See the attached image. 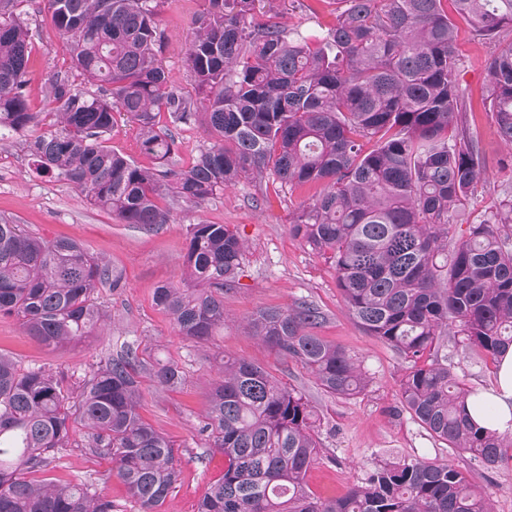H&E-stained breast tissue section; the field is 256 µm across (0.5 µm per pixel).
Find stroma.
<instances>
[{"mask_svg": "<svg viewBox=\"0 0 512 512\" xmlns=\"http://www.w3.org/2000/svg\"><path fill=\"white\" fill-rule=\"evenodd\" d=\"M205 6L206 0L158 2L157 21L165 32L161 59L175 90L183 94L194 87L186 63L191 19ZM21 9L33 34L28 102L36 119L27 134L0 139V215L37 237L79 240L116 268L123 281L116 290L98 289L97 299L108 319L102 334L85 345L46 349L24 334L16 318L0 316V353L24 369L45 367L69 385L95 365L108 347L126 339L137 340L151 355L180 363L187 376L181 389L167 390L149 380L142 384V416L174 444L182 458L181 479L158 512H196L210 484L224 473L223 453L207 447L199 433L211 384L219 377L214 356L220 351L260 363L284 386L304 392L315 406L320 447L306 476V486L314 495H343L367 476L377 460L425 458L458 465L490 496L494 512H512V466L484 467L432 437L411 418L400 403L404 359L363 331L336 286L330 264L289 234L293 216L315 199L318 185L289 190L259 176L227 188L223 196L200 207L168 197L161 205L170 212L169 224L149 231L119 222L87 203L71 185L35 169L26 140L56 127L55 117L47 113L43 76L62 67L67 54L63 38L46 17L47 0H26ZM335 19L332 0H259L255 14L256 22L277 21L287 29L316 35L326 34ZM501 48V43L477 39L465 28L456 43L462 59L460 82L468 97L466 122L486 160L483 179L455 218L459 225L475 221L494 201L512 195V148L501 139L493 114L482 100L489 63ZM158 121L172 126L180 144L170 161L173 168L187 167L209 142L201 124L175 126L165 112ZM199 222L230 225L247 245L238 283L224 296L228 325L223 335L205 344L177 336L169 317L153 303L157 285L182 284L187 232ZM302 301L322 315L315 335L343 348L367 372L370 382L362 394L342 398L323 392L302 365L281 359L241 329L259 308H286ZM448 360L468 389L479 392L495 387L494 365L485 364L464 344L449 343ZM82 438V433H74L72 447L62 451L48 478L59 483L91 481L99 494L112 501L114 512H137L113 462L88 454L80 446Z\"/></svg>", "mask_w": 512, "mask_h": 512, "instance_id": "1", "label": "stroma"}]
</instances>
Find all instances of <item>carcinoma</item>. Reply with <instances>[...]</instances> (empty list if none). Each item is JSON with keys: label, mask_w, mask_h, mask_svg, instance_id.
<instances>
[{"label": "carcinoma", "mask_w": 512, "mask_h": 512, "mask_svg": "<svg viewBox=\"0 0 512 512\" xmlns=\"http://www.w3.org/2000/svg\"><path fill=\"white\" fill-rule=\"evenodd\" d=\"M25 0H0V135L27 130L30 28ZM154 0H48L70 66L46 74L49 111L61 130L27 143L36 169L73 185L123 224L169 221L160 200L202 205L264 172L284 186L320 183L289 233L336 271L362 328L406 362L401 405L430 435L489 468L512 464V436L475 424L476 392L448 364V336L494 363L512 347V196L448 236L452 213L485 173L462 111L458 22L498 41L512 32V0H336L323 36L278 23L252 25L259 0H208L192 19L187 64L195 96L175 91L160 60L165 34ZM79 74L100 84L85 95ZM485 104L512 144V46L491 60ZM202 123L211 142L184 170L157 121ZM139 130L142 167L106 145L114 114ZM245 242L228 224L192 225L184 286L155 288L174 331L208 342L224 327ZM119 271L71 237L29 235L0 216V315L48 348L98 334L106 313L96 288L121 287ZM320 312L305 302L267 307L246 330L306 368L334 396L363 392L361 365L313 334ZM200 433L224 451V474L197 512H494L486 493L449 462L394 458L338 498L305 486L318 441L315 410L301 391L264 367L222 356ZM177 389L173 360H148L131 342L109 350L73 387L43 367L20 369L0 354V512H113L90 481L42 477L76 428L85 450L115 464L139 512H156L181 476L174 445L139 412L141 378Z\"/></svg>", "instance_id": "obj_1"}]
</instances>
